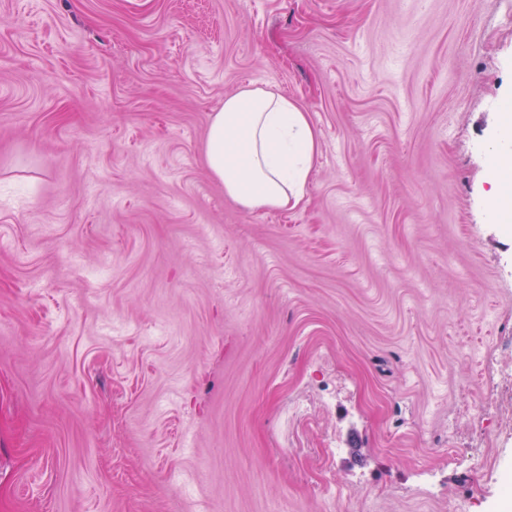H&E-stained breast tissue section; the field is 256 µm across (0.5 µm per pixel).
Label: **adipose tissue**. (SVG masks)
Wrapping results in <instances>:
<instances>
[{
	"label": "adipose tissue",
	"mask_w": 512,
	"mask_h": 512,
	"mask_svg": "<svg viewBox=\"0 0 512 512\" xmlns=\"http://www.w3.org/2000/svg\"><path fill=\"white\" fill-rule=\"evenodd\" d=\"M320 155L308 112L277 91L248 88L229 96L208 128L204 160L226 196L245 208L305 205Z\"/></svg>",
	"instance_id": "adipose-tissue-1"
}]
</instances>
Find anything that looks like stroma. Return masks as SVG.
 Listing matches in <instances>:
<instances>
[{
  "label": "stroma",
  "mask_w": 512,
  "mask_h": 512,
  "mask_svg": "<svg viewBox=\"0 0 512 512\" xmlns=\"http://www.w3.org/2000/svg\"><path fill=\"white\" fill-rule=\"evenodd\" d=\"M247 87L306 207L206 169ZM507 98L512 0H0V512H512ZM320 155L308 112L276 90L229 96L211 118L204 149L210 175L245 208L288 210L306 204L305 187ZM488 180L491 185V198L495 200L503 193H511L512 190V150L507 139L500 148L499 153L492 161Z\"/></svg>",
  "instance_id": "35a3bbf8"
}]
</instances>
